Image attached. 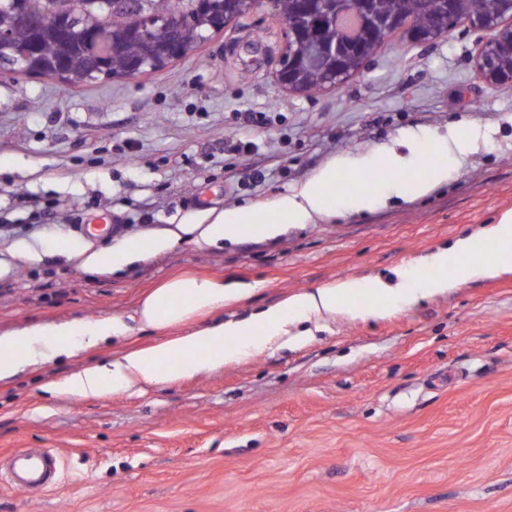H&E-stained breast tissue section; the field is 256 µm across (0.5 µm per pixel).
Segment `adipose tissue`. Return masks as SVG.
<instances>
[{
	"instance_id": "ef3b65f1",
	"label": "adipose tissue",
	"mask_w": 512,
	"mask_h": 512,
	"mask_svg": "<svg viewBox=\"0 0 512 512\" xmlns=\"http://www.w3.org/2000/svg\"><path fill=\"white\" fill-rule=\"evenodd\" d=\"M347 168L328 166L293 193L277 197L264 210L232 207L203 216L204 241L235 243L248 237L273 238L287 224H314L336 212V187ZM483 242L484 257H475L476 242ZM172 237L148 235L91 252L88 268L115 272L169 248ZM422 265L437 269L433 278H419L405 288L381 281L364 283L345 279L296 293L241 320H219L183 335L132 350L109 362L85 367L58 383L49 393L71 398L97 397L112 390L176 382L184 377L224 368L277 345H298L291 324L319 319L336 312L354 318L377 319L388 314L396 301L409 304L445 294L468 279L512 268V211L497 223L458 238L450 247L422 257ZM253 285L225 284L223 279L176 275L141 302L135 320L140 327L162 331L208 315L252 295ZM123 317L35 323L0 336V381L77 349L92 347L108 337L126 335Z\"/></svg>"
}]
</instances>
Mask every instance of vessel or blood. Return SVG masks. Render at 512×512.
Returning <instances> with one entry per match:
<instances>
[{"label": "vessel or blood", "mask_w": 512, "mask_h": 512, "mask_svg": "<svg viewBox=\"0 0 512 512\" xmlns=\"http://www.w3.org/2000/svg\"><path fill=\"white\" fill-rule=\"evenodd\" d=\"M12 487L22 493H40L57 485L60 464L48 448H21L5 461Z\"/></svg>", "instance_id": "obj_1"}]
</instances>
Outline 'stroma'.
I'll list each match as a JSON object with an SVG mask.
<instances>
[{
	"label": "stroma",
	"instance_id": "1",
	"mask_svg": "<svg viewBox=\"0 0 512 512\" xmlns=\"http://www.w3.org/2000/svg\"><path fill=\"white\" fill-rule=\"evenodd\" d=\"M162 71L71 88L0 74V335L34 323L128 317L171 274L258 283L240 318L347 278L430 276L415 259L512 210V84L475 67L487 31L428 46L391 34L366 69L308 96L275 79L268 0ZM472 133L421 197L389 153ZM366 161L378 208L205 243L183 224L260 208L321 168ZM167 250L120 272L88 253L143 235ZM293 348L219 371L80 400L47 384L152 344L133 327L0 382V458L51 448L62 479L0 512H512V269L379 319L343 314Z\"/></svg>",
	"mask_w": 512,
	"mask_h": 512
}]
</instances>
